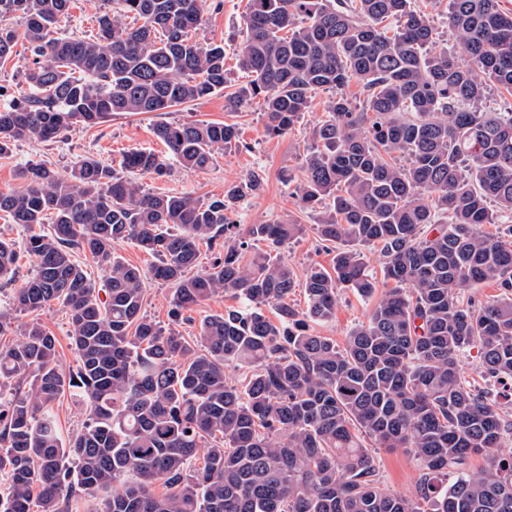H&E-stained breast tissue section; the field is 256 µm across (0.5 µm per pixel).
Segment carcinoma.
I'll use <instances>...</instances> for the list:
<instances>
[{
  "label": "carcinoma",
  "mask_w": 512,
  "mask_h": 512,
  "mask_svg": "<svg viewBox=\"0 0 512 512\" xmlns=\"http://www.w3.org/2000/svg\"><path fill=\"white\" fill-rule=\"evenodd\" d=\"M70 2L0 0V18L22 26L0 25V62L20 39L33 57L28 90L0 108V156L224 90V45L197 38L199 0H106L91 38L58 32ZM131 13L141 25H126ZM244 25L237 63L250 81L235 103L262 98L268 136L287 134L314 92H332L294 188L336 246L332 269L307 270L298 309L285 261L248 259L247 242L224 240L259 172L221 198L151 193L130 178L163 176L171 159L210 168L239 143L234 124L162 121L154 133L169 155L132 149L116 167L84 155L66 177L28 163L25 189L0 193V213L29 231L22 252L0 237V284L15 282L21 253L35 258L13 302L62 305L79 364L60 368L37 320L0 342V512H65L68 490L102 497L104 512H512V455L499 454L512 423L460 365L476 347L484 375L512 380V236L478 231L512 215V112L485 105L488 85L512 91V13L498 0H450L452 52L435 48L411 0H248ZM353 81L366 91L360 108L345 93ZM303 231L283 219L247 235L277 249ZM121 241L159 256L168 327L143 314L146 274L115 253ZM202 243L218 249L204 268ZM370 245L389 287L340 345L309 323L333 316L342 288L375 293ZM77 251L104 270L106 299ZM482 282L503 293L462 304L461 288ZM219 292L243 307L183 336L187 312ZM271 303L277 324L263 312ZM66 393L88 409L67 439L54 414ZM368 439L417 460L415 497L382 487ZM476 455L487 466L472 469Z\"/></svg>",
  "instance_id": "1"
}]
</instances>
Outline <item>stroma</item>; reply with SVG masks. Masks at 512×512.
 Masks as SVG:
<instances>
[{"instance_id": "1", "label": "stroma", "mask_w": 512, "mask_h": 512, "mask_svg": "<svg viewBox=\"0 0 512 512\" xmlns=\"http://www.w3.org/2000/svg\"><path fill=\"white\" fill-rule=\"evenodd\" d=\"M247 0H223L221 9H213L210 0L203 5L205 24L201 38L224 46L225 83L223 91L210 97L176 108L166 115L155 112L125 114L93 127L74 128L62 141L41 143L35 140L16 142L9 155L0 156V193L24 189L22 168L32 161H44L66 175L71 161L80 155H91L103 162L119 161L131 149L164 152L154 128L162 121L178 122L208 120L236 124L240 130L242 148L219 150L214 165L204 171H190L172 165L170 172L159 179L139 176L137 182L150 192H164L194 197L223 195L225 188L240 181L248 172L262 173L264 185L251 196L242 199L230 214L237 238H244L251 224H265L292 218L304 224L306 230L296 239L280 247L278 254L294 269L297 280H304L314 265L331 267L335 252L322 242L314 230L316 215L304 210L294 195V183L303 174V164L310 151L309 132L326 113L328 93L318 92L302 119L288 134L267 136L262 108L258 103L230 107L229 100L243 87L248 78L236 64V53L243 38V16ZM372 300L362 298L348 288L341 289L334 316L315 329L321 335L344 342L349 331L366 321ZM0 311L10 322L7 340L20 336L26 324L41 322L57 339L58 359L64 370L78 366V357L69 338L68 318L60 305L30 313L14 306L9 291L0 292ZM381 484L389 491L408 497L415 496L420 471L416 461L400 448H377L373 451Z\"/></svg>"}]
</instances>
